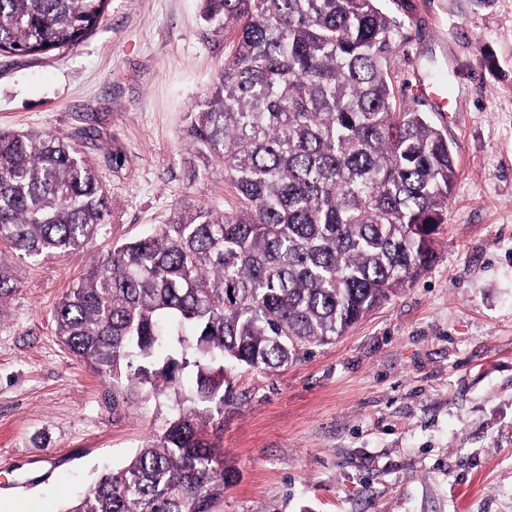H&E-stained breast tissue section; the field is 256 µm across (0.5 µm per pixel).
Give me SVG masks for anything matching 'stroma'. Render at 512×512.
I'll list each match as a JSON object with an SVG mask.
<instances>
[{"label":"stroma","mask_w":512,"mask_h":512,"mask_svg":"<svg viewBox=\"0 0 512 512\" xmlns=\"http://www.w3.org/2000/svg\"><path fill=\"white\" fill-rule=\"evenodd\" d=\"M401 21L390 59L401 110L445 70L431 114L456 179L435 258L332 342L284 369L235 367L217 433L229 479L212 512H512V0H382ZM200 0H109L64 57L0 55V128L74 143L111 197L87 250L5 253L0 299V512H62L160 434L194 372L113 405L111 378L55 334L52 310L92 260L167 221L181 201L238 204L221 167L193 177L184 116L230 53ZM415 94L432 104L437 112H444L448 105V98L444 95L442 88L430 81L418 84L415 87Z\"/></svg>","instance_id":"1"}]
</instances>
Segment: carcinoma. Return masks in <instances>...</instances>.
I'll list each match as a JSON object with an SVG mask.
<instances>
[{
	"label": "carcinoma",
	"instance_id": "1",
	"mask_svg": "<svg viewBox=\"0 0 512 512\" xmlns=\"http://www.w3.org/2000/svg\"><path fill=\"white\" fill-rule=\"evenodd\" d=\"M106 2L0 0V53L70 49ZM200 2L205 26L234 39L188 110V163L195 175L221 166L240 205H176L52 311L96 373L159 390L191 367L193 401L66 512H211L224 494L208 426L229 401L225 365L277 370L343 335L426 270L447 220L453 146L426 113L397 110L388 61L400 22L380 0ZM109 217L75 146L0 130V244L66 256Z\"/></svg>",
	"mask_w": 512,
	"mask_h": 512
}]
</instances>
